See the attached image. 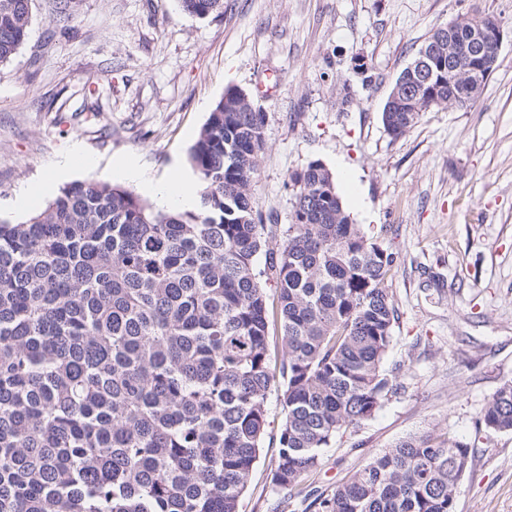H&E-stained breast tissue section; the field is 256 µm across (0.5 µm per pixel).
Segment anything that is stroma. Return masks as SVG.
<instances>
[{
  "label": "stroma",
  "instance_id": "35a3bbf8",
  "mask_svg": "<svg viewBox=\"0 0 512 512\" xmlns=\"http://www.w3.org/2000/svg\"><path fill=\"white\" fill-rule=\"evenodd\" d=\"M33 0L29 34L0 65V217L25 221L63 183L51 171L80 143L96 159L74 181H108L129 155L157 180L189 154L228 86L266 114L254 177L265 223L291 222L290 173L336 175L355 223L391 253L397 311L383 367L399 388L337 434L309 491H330L404 438L450 433L474 449L456 512H512V433L482 412L512 380V41L464 111L424 113L405 136L381 112L401 71L439 27L489 13L512 29V0H224L205 19L179 0ZM365 69H357V62ZM240 512H304L273 487L279 391Z\"/></svg>",
  "mask_w": 512,
  "mask_h": 512
}]
</instances>
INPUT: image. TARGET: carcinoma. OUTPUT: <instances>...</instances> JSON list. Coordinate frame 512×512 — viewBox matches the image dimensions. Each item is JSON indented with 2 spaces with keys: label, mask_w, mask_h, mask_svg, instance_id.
Instances as JSON below:
<instances>
[{
  "label": "carcinoma",
  "mask_w": 512,
  "mask_h": 512,
  "mask_svg": "<svg viewBox=\"0 0 512 512\" xmlns=\"http://www.w3.org/2000/svg\"><path fill=\"white\" fill-rule=\"evenodd\" d=\"M31 4L0 0V64L26 41ZM181 6L206 18L224 0ZM483 19L450 22L433 84L400 73L420 105L385 102L392 138L434 108L476 102L459 39ZM263 126L226 88L190 151L196 212L76 182L23 222L0 219V512H239L275 385L272 484L298 497L336 434L398 389L382 368L396 321L392 256L353 223L319 160L289 175L291 224L263 223L253 183ZM483 423L512 432V381ZM471 461L449 435L409 437L308 507L456 512Z\"/></svg>",
  "instance_id": "carcinoma-1"
}]
</instances>
